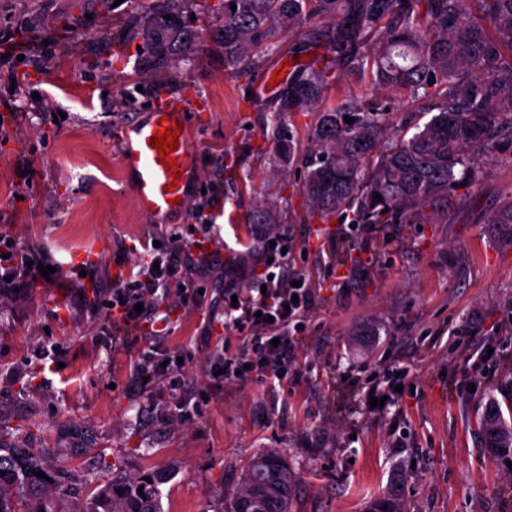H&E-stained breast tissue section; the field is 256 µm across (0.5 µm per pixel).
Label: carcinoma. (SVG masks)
Wrapping results in <instances>:
<instances>
[{"label":"carcinoma","instance_id":"carcinoma-1","mask_svg":"<svg viewBox=\"0 0 512 512\" xmlns=\"http://www.w3.org/2000/svg\"><path fill=\"white\" fill-rule=\"evenodd\" d=\"M214 30L213 44L233 74L261 70L281 53V34H298V46L288 50L292 70L271 109L273 158L282 169L303 164L301 193L311 216L339 224H451L458 212L476 207L475 157L512 129V0H224ZM141 36V55L156 71L202 50L197 31L163 13L149 14ZM319 49L296 62L298 54ZM368 69L377 84L405 93L429 119L398 133L390 124L394 97L328 98ZM291 112L315 115L303 158L294 132L282 131V117ZM247 223H275L273 207L255 206ZM487 223L512 242V201ZM482 430L488 447L512 448V430L499 412L485 414ZM296 480L282 453L262 452L242 472L230 512H291ZM161 481L156 473L107 483L81 512H161ZM66 482L65 470L49 466L43 454L0 443V512H18L21 497L25 512H63L47 494L68 491ZM367 512H403L402 500L389 491Z\"/></svg>","mask_w":512,"mask_h":512}]
</instances>
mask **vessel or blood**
<instances>
[{
    "mask_svg": "<svg viewBox=\"0 0 512 512\" xmlns=\"http://www.w3.org/2000/svg\"><path fill=\"white\" fill-rule=\"evenodd\" d=\"M202 101L159 100L147 118L126 126L118 137V152L123 180L130 187L136 204L143 213L157 218L179 211L180 198L186 197V187L196 177V149L187 132L195 112L201 111ZM181 126L178 147L171 156L175 170H166L159 162V152L150 140L157 129Z\"/></svg>",
    "mask_w": 512,
    "mask_h": 512,
    "instance_id": "b4317fda",
    "label": "vessel or blood"
}]
</instances>
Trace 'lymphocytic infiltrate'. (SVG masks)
Returning <instances> with one entry per match:
<instances>
[{
	"label": "lymphocytic infiltrate",
	"instance_id": "f902f5d3",
	"mask_svg": "<svg viewBox=\"0 0 512 512\" xmlns=\"http://www.w3.org/2000/svg\"><path fill=\"white\" fill-rule=\"evenodd\" d=\"M0 241L6 244L0 252V294L42 284L39 268L52 264V256L7 234ZM287 243L283 235L263 242L258 257L264 267L257 285L245 287L234 281L224 285L225 296L237 298L236 304H225L224 322L240 334L235 352L224 349L212 354L225 379L267 376L280 381L288 374V352L304 326L314 294L308 285H297L296 274L289 271L288 257L282 252ZM140 246L125 279L112 285V309L125 325L148 329L154 342L171 330L169 317L161 313L170 296H178L186 309L194 306L195 299L179 288L189 271L184 262L188 251L180 238L169 239L164 247L149 239Z\"/></svg>",
	"mask_w": 512,
	"mask_h": 512
}]
</instances>
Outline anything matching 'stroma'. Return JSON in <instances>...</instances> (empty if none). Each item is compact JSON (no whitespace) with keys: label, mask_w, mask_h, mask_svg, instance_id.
<instances>
[{"label":"stroma","mask_w":512,"mask_h":512,"mask_svg":"<svg viewBox=\"0 0 512 512\" xmlns=\"http://www.w3.org/2000/svg\"><path fill=\"white\" fill-rule=\"evenodd\" d=\"M156 5L0 0V35L16 43L0 80L18 79L15 110L0 105V231L43 247L66 274L0 301V442L73 472L68 512L99 485L153 472L166 476L162 512H227L241 472L269 448L296 474L292 512H366L394 485L404 512H512V454H491L481 427L492 406L512 427V244L486 222L512 200V133L482 157L478 205L454 223H319L301 167L270 163L275 90L225 70L217 51L143 69L141 26ZM194 95L210 107L189 129L197 178L183 209L157 221L121 177L119 131L157 98ZM260 203L273 205L270 230L287 235L290 269L315 296L274 385L224 379L208 359L237 344L214 309L225 274L256 264L243 217ZM162 232L214 258L186 276L197 304L172 309L161 347L183 359L187 417L168 375L135 377L146 336L124 327L111 347L103 311L75 295L87 265L107 290L136 262L133 245ZM372 379L402 385L394 405L365 407Z\"/></svg>","instance_id":"1"}]
</instances>
